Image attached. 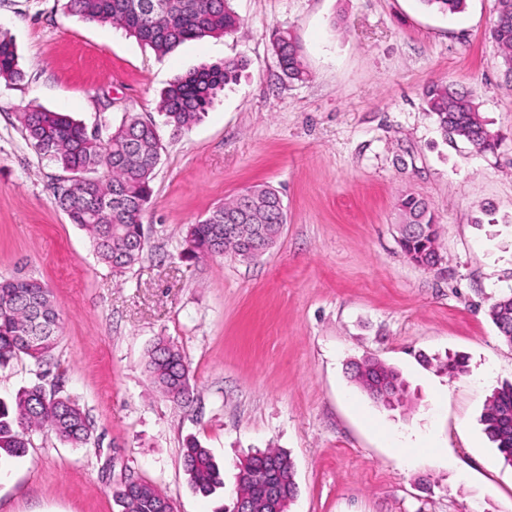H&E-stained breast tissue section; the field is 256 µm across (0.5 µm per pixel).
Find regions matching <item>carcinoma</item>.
<instances>
[{
    "mask_svg": "<svg viewBox=\"0 0 512 512\" xmlns=\"http://www.w3.org/2000/svg\"><path fill=\"white\" fill-rule=\"evenodd\" d=\"M444 14L461 11L466 0H421ZM68 13L93 23H108L124 30L163 56L188 40L232 35L241 21L231 0H66ZM491 38L498 48L497 65L512 78V0H497V20ZM271 45L282 76L289 81L307 77L300 48L287 31L272 33ZM241 61L203 65L174 79L157 104L165 125L176 131L189 129L200 120L218 92L235 84ZM16 43L0 30V82L24 79ZM427 110L443 135L467 141L478 153L497 148L499 135L479 112L475 99L450 80L430 82L423 92ZM25 139L41 158L57 165L66 177L53 186L55 205L70 223L85 230L98 260L122 272L142 257L146 246L143 216L152 204V182L163 150L157 125L135 115L119 126L109 124L91 130L70 116L40 107L18 116ZM241 210L248 220L237 233L224 238V216ZM405 223L400 245L411 262L427 269L438 257L437 224L429 204L413 195L399 201ZM287 223L278 192L256 185L224 201L189 227L184 257L216 258L227 255L251 260L248 242L254 227H262L264 240L274 245ZM501 339L512 346V293L500 297L489 309ZM60 331V315L51 292L31 278H0V364L26 356L37 364L54 357ZM351 376L370 396L380 386L406 392L400 374L381 362L363 360L349 365ZM147 371L165 395L181 404L190 399L187 362L177 346L164 339L148 351ZM483 422L504 462L512 466V383L496 389L487 399ZM48 428L62 441L79 448L88 443L91 427L84 410L60 388L40 383L20 389L11 404L0 401V466L19 458L28 448V434ZM184 467L190 485L209 496L224 488V465L198 441H187ZM269 464L275 468L283 497L293 502L297 494L290 455L277 449L256 451L239 462L238 472ZM112 496L122 512H164V498L145 481L119 487Z\"/></svg>",
    "mask_w": 512,
    "mask_h": 512,
    "instance_id": "1",
    "label": "carcinoma"
}]
</instances>
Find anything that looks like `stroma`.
<instances>
[{"mask_svg": "<svg viewBox=\"0 0 512 512\" xmlns=\"http://www.w3.org/2000/svg\"><path fill=\"white\" fill-rule=\"evenodd\" d=\"M237 34L167 55L65 0H0V28L26 73L0 84V278L53 293L59 343L50 364L0 366V400L60 385L92 436L73 448L47 429L0 471V512H120L113 489L151 482L177 512L236 498L237 465L279 448L296 467L290 512H512V467L487 437L485 401L512 382V346L489 317L512 292V83L490 37L496 0L454 14L421 0H233ZM291 32L308 77L281 76L272 30ZM246 68L202 120L163 145L143 219L140 263L114 273L53 203L64 173L40 160L17 115L32 105L87 127L157 119L162 89L203 64ZM450 79L501 140L476 153L446 141L422 92ZM256 184L277 189V245L243 262L182 257L186 227ZM426 199L441 263L414 265L399 244L401 196ZM181 349L193 392L174 403L146 352ZM462 355L463 371L438 366ZM397 369L403 404H376L348 366ZM195 438L224 465V488L191 489L183 448Z\"/></svg>", "mask_w": 512, "mask_h": 512, "instance_id": "obj_1", "label": "stroma"}]
</instances>
